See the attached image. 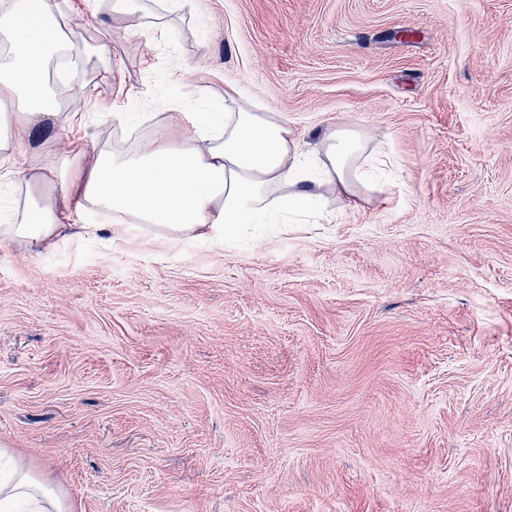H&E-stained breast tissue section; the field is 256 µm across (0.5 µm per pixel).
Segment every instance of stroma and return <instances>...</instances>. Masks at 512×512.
Returning <instances> with one entry per match:
<instances>
[{
    "label": "stroma",
    "instance_id": "stroma-1",
    "mask_svg": "<svg viewBox=\"0 0 512 512\" xmlns=\"http://www.w3.org/2000/svg\"><path fill=\"white\" fill-rule=\"evenodd\" d=\"M69 166L224 86L383 141V188L223 249L0 248V447L69 512H512V0H72Z\"/></svg>",
    "mask_w": 512,
    "mask_h": 512
}]
</instances>
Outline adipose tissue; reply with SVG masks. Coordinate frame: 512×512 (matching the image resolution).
I'll return each instance as SVG.
<instances>
[{"instance_id":"obj_1","label":"adipose tissue","mask_w":512,"mask_h":512,"mask_svg":"<svg viewBox=\"0 0 512 512\" xmlns=\"http://www.w3.org/2000/svg\"><path fill=\"white\" fill-rule=\"evenodd\" d=\"M59 0H0V94L13 104L0 113V182L24 188L0 224V244L50 247L76 235L105 232L87 214L111 217L114 227L147 224L176 238L200 239L213 247L241 228L280 223L283 214L313 221L324 217L322 190L351 195L391 164L387 153L369 147L364 133L349 127L326 129L314 145L287 117L237 106L239 90L224 89L225 112L112 115L115 128L131 125L143 133L130 147H106L89 171L71 169L42 196L45 172L14 160L18 146L40 142L48 171H55L56 130L75 123L61 112L49 86L50 61L68 55L76 31L58 20ZM12 470L0 480V512L17 505L32 512H67L66 500L47 490L11 449L0 448Z\"/></svg>"}]
</instances>
